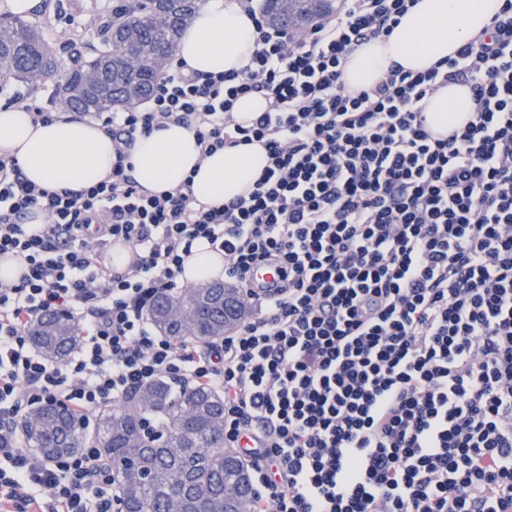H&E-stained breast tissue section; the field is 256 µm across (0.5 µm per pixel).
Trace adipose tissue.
<instances>
[{"mask_svg":"<svg viewBox=\"0 0 512 512\" xmlns=\"http://www.w3.org/2000/svg\"><path fill=\"white\" fill-rule=\"evenodd\" d=\"M501 5V0H418L391 36L351 52L344 80L349 87H365L395 62L411 70L425 69L478 36ZM255 37L247 12L225 8L224 0H206L179 39L176 56L191 71L237 69L253 53ZM471 110L470 89L451 85L429 98L427 122L444 134L464 123ZM0 153L16 157L25 176L47 189L95 183L110 171L113 161L112 139L96 123L64 117L36 124L20 105L0 108ZM132 162L135 178L149 191L172 189L190 176L198 197L219 205L252 189L267 163V152L255 143L206 156L192 130L171 123L138 137ZM223 276L219 253L206 243L195 245L185 262L184 281L197 284Z\"/></svg>","mask_w":512,"mask_h":512,"instance_id":"ef3b65f1","label":"adipose tissue"}]
</instances>
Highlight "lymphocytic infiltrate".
Masks as SVG:
<instances>
[{"mask_svg": "<svg viewBox=\"0 0 512 512\" xmlns=\"http://www.w3.org/2000/svg\"><path fill=\"white\" fill-rule=\"evenodd\" d=\"M232 2L256 24L253 54L208 75L169 60L146 107L92 113L115 154L102 180L48 190L0 153V257L24 265L0 285V512H119L94 444L49 460L20 423L57 404L86 430L163 378L223 392L224 441L261 474L256 512H512V0L454 56L359 90L349 54L416 0H341L296 35ZM451 84L473 110L438 135L426 100ZM250 93L268 106L244 125L233 107ZM170 121L206 154L262 143L253 189L217 206L190 177L141 186L128 150ZM36 210L46 223H28ZM116 240L133 251L121 268L103 259ZM200 240L253 307L203 347L147 318ZM267 263L278 280L251 284ZM52 313L83 331L60 362L27 333Z\"/></svg>", "mask_w": 512, "mask_h": 512, "instance_id": "obj_1", "label": "lymphocytic infiltrate"}]
</instances>
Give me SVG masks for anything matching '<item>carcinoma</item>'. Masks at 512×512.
Segmentation results:
<instances>
[{"label":"carcinoma","instance_id":"1","mask_svg":"<svg viewBox=\"0 0 512 512\" xmlns=\"http://www.w3.org/2000/svg\"><path fill=\"white\" fill-rule=\"evenodd\" d=\"M203 0H179L158 20L155 0L112 8L98 44L74 42L71 64L50 45L35 19L0 17V80L31 90L58 76L73 92L69 108L110 112L148 98L184 29L182 18ZM268 24L296 33L336 10V0H263ZM239 293L214 282L209 288H185L161 294L148 310L153 325L178 343L205 346L239 327L251 314L224 309V296ZM29 336L47 358L61 361L78 344L81 327L62 314L32 325ZM165 418L163 436H143V420ZM26 442L46 458L82 447L80 424L63 406L44 405L22 420ZM95 445L112 465L122 489L123 512H254L251 465L224 444V395L206 386L174 389L159 380L125 401L101 410Z\"/></svg>","mask_w":512,"mask_h":512}]
</instances>
